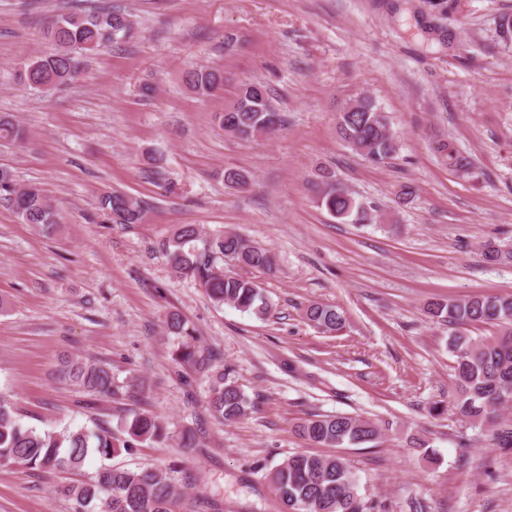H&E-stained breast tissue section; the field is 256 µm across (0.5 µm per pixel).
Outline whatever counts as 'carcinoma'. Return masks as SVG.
Returning a JSON list of instances; mask_svg holds the SVG:
<instances>
[{"instance_id": "obj_1", "label": "carcinoma", "mask_w": 512, "mask_h": 512, "mask_svg": "<svg viewBox=\"0 0 512 512\" xmlns=\"http://www.w3.org/2000/svg\"><path fill=\"white\" fill-rule=\"evenodd\" d=\"M129 15L114 7L97 11H72L50 16L43 34L48 50L28 57L16 73L18 83L34 90H49L71 81L77 73L78 56L91 55L132 36ZM496 36L504 47L512 45V14L500 16ZM187 88L199 97H212L224 90V70L220 67L192 68L186 72ZM271 91L263 83H240L235 105L217 114L224 131L249 140L266 136L273 125L283 126L284 118L275 112ZM337 133L348 146L367 160L379 163L399 151L397 136L389 133L386 112L364 96L339 113ZM0 139L21 142L24 128L12 118L0 116ZM448 164L459 172L475 174L472 160L452 145H443ZM318 201L342 222L367 224L373 221L366 207L331 177L322 180ZM0 205L11 209L22 224H32L46 235L55 233L61 216L42 190L34 185L21 187L12 170L0 167ZM98 208L114 224H138L143 205L138 199L110 192L98 198ZM160 251L171 270L204 288L211 302L225 304L258 317L271 310L264 290L254 281L224 274V258L238 259L261 270L272 269L270 252L231 232L207 234L195 224H181L160 243ZM427 313L448 323V352L455 357V414L468 423L490 424V446L512 448V425L499 419L512 402V297L473 295L443 299L428 304ZM306 318L325 332L341 331L344 312L322 303L308 305ZM492 324L500 327L495 336L476 339L465 334L467 326ZM171 333L184 338L180 358L205 363L197 357L193 330L176 313L167 317ZM61 376L89 394L113 395L112 372L104 366L68 360ZM212 414L227 422L237 421L255 408L252 400L231 380L218 372L209 386ZM124 437L118 438L107 426L93 428L68 426L40 431L20 423L11 401L0 399V465L22 464L41 472L54 473L82 468L94 456L101 464L85 480L63 489L74 503V512H191L184 506V486L171 471L151 467H116L107 460L121 448L130 451L139 443L163 444L168 431L154 414L134 411L122 420ZM299 434L312 443L331 447H361L380 436L378 426L367 419L345 414L314 416L297 425ZM270 483L287 512H362L358 479L353 468L340 456L295 453L269 473Z\"/></svg>"}]
</instances>
